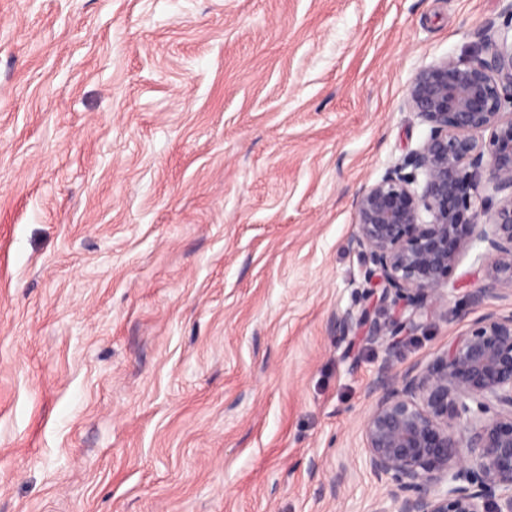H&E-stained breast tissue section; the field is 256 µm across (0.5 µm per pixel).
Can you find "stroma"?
<instances>
[{
	"mask_svg": "<svg viewBox=\"0 0 512 512\" xmlns=\"http://www.w3.org/2000/svg\"><path fill=\"white\" fill-rule=\"evenodd\" d=\"M506 0H0V512H381L361 423L512 291L395 351L354 200L429 134L414 74Z\"/></svg>",
	"mask_w": 512,
	"mask_h": 512,
	"instance_id": "1",
	"label": "stroma"
}]
</instances>
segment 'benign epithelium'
<instances>
[{"label": "benign epithelium", "mask_w": 512, "mask_h": 512, "mask_svg": "<svg viewBox=\"0 0 512 512\" xmlns=\"http://www.w3.org/2000/svg\"><path fill=\"white\" fill-rule=\"evenodd\" d=\"M482 41L485 56H449L410 81L430 131L356 198L349 246L372 264V287L368 305L336 314L340 335L398 344L448 301L450 274L479 245L473 305L512 286V41ZM371 394L367 463L396 486L381 512H512V312L485 313L424 366H382Z\"/></svg>", "instance_id": "obj_1"}]
</instances>
